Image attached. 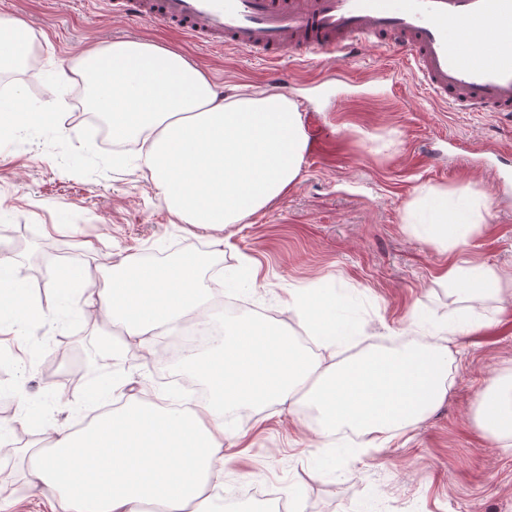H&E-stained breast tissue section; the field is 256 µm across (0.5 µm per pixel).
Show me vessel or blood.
<instances>
[{"label": "vessel or blood", "mask_w": 512, "mask_h": 512, "mask_svg": "<svg viewBox=\"0 0 512 512\" xmlns=\"http://www.w3.org/2000/svg\"><path fill=\"white\" fill-rule=\"evenodd\" d=\"M109 10L267 60L386 46L433 100L512 117V0H110Z\"/></svg>", "instance_id": "b4317fda"}]
</instances>
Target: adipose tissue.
Wrapping results in <instances>:
<instances>
[{
  "label": "adipose tissue",
  "mask_w": 512,
  "mask_h": 512,
  "mask_svg": "<svg viewBox=\"0 0 512 512\" xmlns=\"http://www.w3.org/2000/svg\"><path fill=\"white\" fill-rule=\"evenodd\" d=\"M25 26L0 19V70L27 59ZM78 72L97 83L94 107L109 119L112 138L138 144L140 165L157 196L184 223L213 230L239 224L280 198L301 170L306 139L297 104L265 91L225 96L184 55L126 39L86 50ZM486 202L467 188H431L409 216L414 235L451 252L467 245L484 221ZM206 260L184 256L151 264L130 253L66 274L75 312L110 329L107 354L149 349L175 334L218 291L200 279ZM104 287H96V279ZM435 280L457 295L448 325L465 336L483 320L471 299L504 300L494 267L458 261ZM288 308L309 331L304 345L286 330L241 319L223 321L220 341L191 358L209 392L196 409L166 408L149 386L113 381L107 398L121 405L77 430L51 427L46 446L22 451L28 483L49 489L65 512H225L224 425L240 405L305 404L313 431L328 436L348 427L365 434L353 448L365 454L394 428L422 422L448 394L444 352L425 344L398 353L376 348L338 360L342 347L364 336L347 301L327 288H292ZM31 317L56 321L59 312L34 299L11 257L0 256V334L18 333ZM478 425L497 441L512 440V379L488 382L478 399Z\"/></svg>",
  "instance_id": "obj_1"
}]
</instances>
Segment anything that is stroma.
<instances>
[{"label":"stroma","instance_id":"1","mask_svg":"<svg viewBox=\"0 0 512 512\" xmlns=\"http://www.w3.org/2000/svg\"><path fill=\"white\" fill-rule=\"evenodd\" d=\"M0 18L22 21L32 35L30 64L0 71L13 85L31 80L33 100L57 112L54 128H18L0 136V253L42 305L57 306L67 271L107 254L137 253L162 263L187 254L218 256L205 273L252 281L225 304L297 338L305 331L285 302L292 288H331L349 296L379 347L426 342L449 348L451 388L421 423L386 434L363 456L343 455L332 478H313L329 444L353 431L319 437L310 408L268 404L226 414L224 492L266 488L283 500L302 497L305 512H512V449L483 436L476 399L493 376H512V303H471L488 328L449 340L444 326L459 304L434 281L450 259L495 267L512 289V121L433 103L398 54L378 47L334 64L317 56L255 58L215 51L173 29L111 16L100 0H0ZM120 38L157 43L183 54L215 83L272 90L288 77L286 96L302 115L308 140L299 177L286 194L241 224L221 230L177 221L155 194L133 151L103 148L99 129L77 116L75 84L52 76L74 68L82 52ZM471 187L488 214L469 245L449 254L416 237L408 210L422 190ZM65 256L58 257L54 248ZM420 317L422 326L412 325ZM102 332L66 316L30 322L27 352L0 377V419L24 409L33 422L0 439V512H63L58 497L27 485L17 448L54 424L84 419L110 375L98 348Z\"/></svg>","mask_w":512,"mask_h":512}]
</instances>
